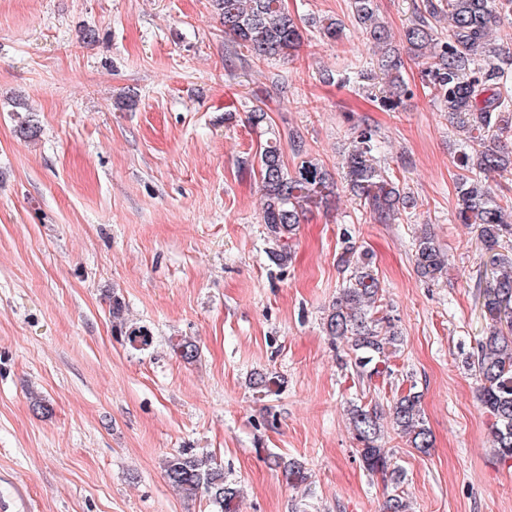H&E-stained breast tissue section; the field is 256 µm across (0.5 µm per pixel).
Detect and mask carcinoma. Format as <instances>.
I'll return each mask as SVG.
<instances>
[{
	"mask_svg": "<svg viewBox=\"0 0 512 512\" xmlns=\"http://www.w3.org/2000/svg\"><path fill=\"white\" fill-rule=\"evenodd\" d=\"M224 33L238 47L264 60L290 56L301 46L304 35L286 10L283 0H216ZM358 26L366 34L375 55L373 65L390 89L385 98L394 109L405 93L400 52L392 45L376 0H351ZM512 16V0H421L405 31L408 52L424 65L434 98L448 112L456 128L466 133L469 150L459 157L463 174L457 182V219L475 224L485 250L491 253V273L483 291L482 311L486 320L484 336L467 357V367L479 387L482 406L493 417L492 447L501 462L512 461V258L498 252L505 238L512 236V198L494 193L481 175L504 177L512 173V56L492 42L501 19ZM448 21V35L438 37L437 24ZM373 130L365 128L353 141L345 158L349 187L363 203L370 220L389 224L400 209L415 206L412 197L376 160ZM261 183L262 223L269 241L268 260L285 267L291 261L289 241L295 235L304 212L313 204H326L334 194L330 174L312 161H303L295 173H288L280 142L268 139L255 154ZM338 264L345 285L325 317L332 340L349 346L350 365L362 379H372L389 369V359L401 345V335L389 312L383 311V288L372 256L349 232L343 234ZM417 275L434 282L446 273L448 258L428 233L417 238L414 250ZM126 306L117 295L110 297L112 323L127 343L142 337L150 346L147 328L127 322ZM183 361L198 356L194 340L183 337L173 344ZM250 385L260 393L277 392L281 381L273 374L253 373ZM388 415L397 434L412 447H431V433L421 410V394L410 387L396 394L387 408L360 404L349 409V421L358 443L363 467L394 485L385 512H410L409 501L399 492L401 469L378 444L383 415ZM294 486L307 480L303 465L296 460L269 457ZM168 483L189 496L201 495L211 512H232L241 490L226 479L224 470L207 456L184 448L165 457Z\"/></svg>",
	"mask_w": 512,
	"mask_h": 512,
	"instance_id": "cac0c4a2",
	"label": "carcinoma"
}]
</instances>
